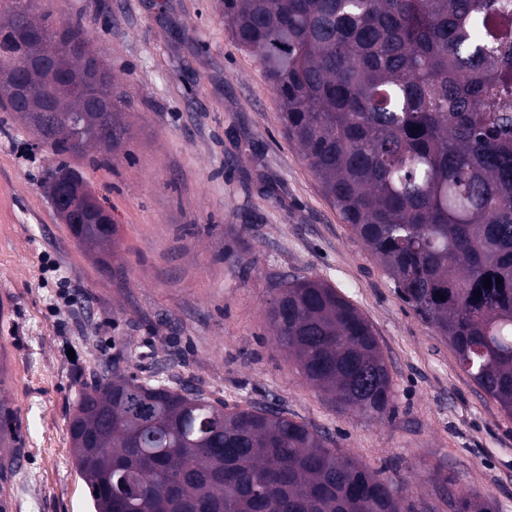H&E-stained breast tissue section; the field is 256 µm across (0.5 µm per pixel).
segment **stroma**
Wrapping results in <instances>:
<instances>
[{"mask_svg":"<svg viewBox=\"0 0 512 512\" xmlns=\"http://www.w3.org/2000/svg\"><path fill=\"white\" fill-rule=\"evenodd\" d=\"M81 18L129 101L131 139L104 167L79 162L117 227L80 248L42 185L55 159L0 111V344L15 357L17 512H92L71 451L77 371L113 359L228 406L272 405L410 494L433 475L512 512V418L398 297L282 131L279 102L240 50L220 0H49ZM319 278L372 324L393 417L338 408L278 346L266 309L281 280Z\"/></svg>","mask_w":512,"mask_h":512,"instance_id":"stroma-1","label":"stroma"}]
</instances>
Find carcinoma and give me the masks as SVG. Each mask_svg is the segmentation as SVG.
<instances>
[{"label":"carcinoma","instance_id":"1","mask_svg":"<svg viewBox=\"0 0 512 512\" xmlns=\"http://www.w3.org/2000/svg\"><path fill=\"white\" fill-rule=\"evenodd\" d=\"M221 4L324 197L512 417V0ZM26 12L39 29L21 28ZM2 16L0 110L55 156L50 201L70 210L79 244L101 253L116 230L72 209L84 180L71 161L105 165L127 142L125 91L82 20L62 22L41 0H0ZM96 91L112 100L107 121H95ZM267 318L307 381L345 408L391 415L380 342L336 288L286 280ZM77 380L69 431L95 512H495L447 473L434 496H412L273 406L230 408L111 361Z\"/></svg>","mask_w":512,"mask_h":512}]
</instances>
